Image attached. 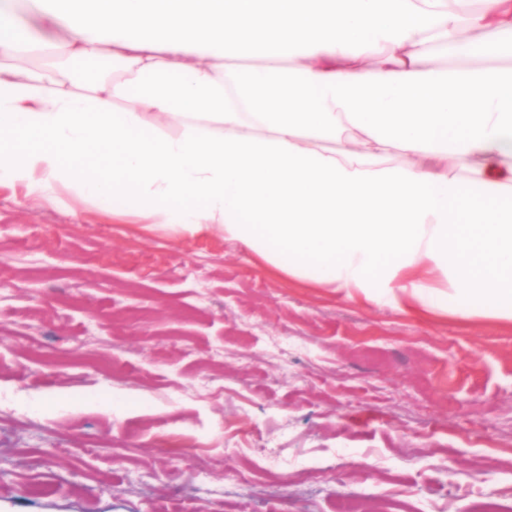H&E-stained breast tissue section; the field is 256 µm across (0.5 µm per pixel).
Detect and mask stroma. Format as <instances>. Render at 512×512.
Returning a JSON list of instances; mask_svg holds the SVG:
<instances>
[{"label":"stroma","mask_w":512,"mask_h":512,"mask_svg":"<svg viewBox=\"0 0 512 512\" xmlns=\"http://www.w3.org/2000/svg\"><path fill=\"white\" fill-rule=\"evenodd\" d=\"M51 65L47 0H0ZM512 504V322L417 317L0 187V512Z\"/></svg>","instance_id":"stroma-1"}]
</instances>
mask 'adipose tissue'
<instances>
[{"instance_id":"adipose-tissue-1","label":"adipose tissue","mask_w":512,"mask_h":512,"mask_svg":"<svg viewBox=\"0 0 512 512\" xmlns=\"http://www.w3.org/2000/svg\"><path fill=\"white\" fill-rule=\"evenodd\" d=\"M52 2L74 37L49 71L11 62L33 44L0 12V186L220 228L353 300L512 321V0ZM251 52L269 66H236ZM86 58L127 77L78 81Z\"/></svg>"}]
</instances>
